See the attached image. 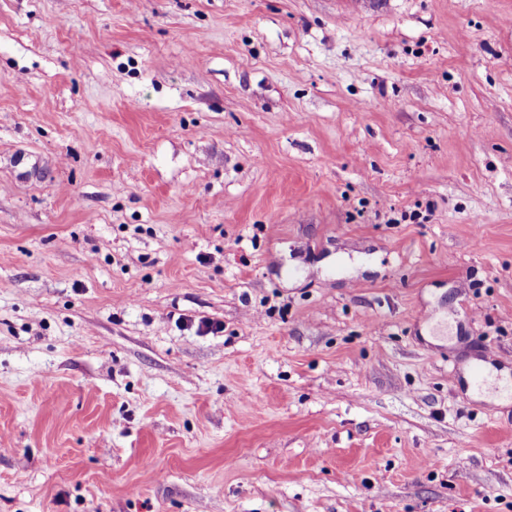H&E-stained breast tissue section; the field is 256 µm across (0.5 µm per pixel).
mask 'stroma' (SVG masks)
Wrapping results in <instances>:
<instances>
[{"label":"stroma","instance_id":"obj_1","mask_svg":"<svg viewBox=\"0 0 512 512\" xmlns=\"http://www.w3.org/2000/svg\"><path fill=\"white\" fill-rule=\"evenodd\" d=\"M485 365L512 0H0V512H512Z\"/></svg>","mask_w":512,"mask_h":512}]
</instances>
